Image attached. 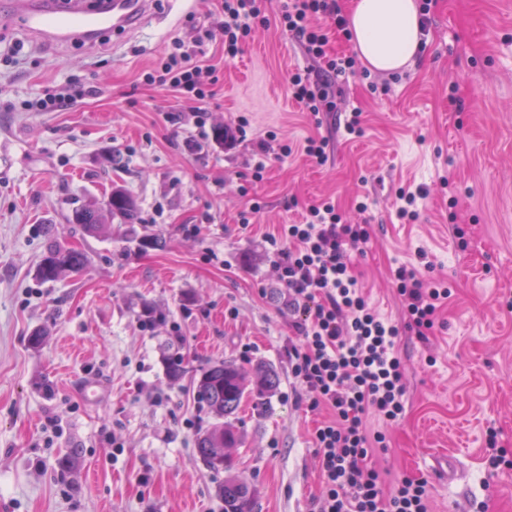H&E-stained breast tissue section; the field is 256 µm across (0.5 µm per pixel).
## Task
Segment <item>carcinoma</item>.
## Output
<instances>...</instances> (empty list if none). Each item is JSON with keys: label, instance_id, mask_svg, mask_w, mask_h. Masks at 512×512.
<instances>
[{"label": "carcinoma", "instance_id": "1", "mask_svg": "<svg viewBox=\"0 0 512 512\" xmlns=\"http://www.w3.org/2000/svg\"><path fill=\"white\" fill-rule=\"evenodd\" d=\"M136 206L133 198L121 187L112 189L104 206L82 205L75 209L70 223L77 225L83 235H94L108 221L117 220L125 226L124 233L134 232ZM85 263L84 253L74 247L62 245L51 238L41 259L37 275L44 281H54L66 273L79 272ZM278 385V375L257 367L247 373L231 359L214 362L191 376L190 387L194 399L207 407L215 423L196 440L197 452L210 470L220 471L230 467L224 448L236 445L238 436L224 424V419L237 413L247 389L256 393L254 406L263 407V397ZM218 494L224 502V512H255L256 502L247 482L229 476L219 487Z\"/></svg>", "mask_w": 512, "mask_h": 512}]
</instances>
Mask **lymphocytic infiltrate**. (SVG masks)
Wrapping results in <instances>:
<instances>
[{
	"instance_id": "lymphocytic-infiltrate-1",
	"label": "lymphocytic infiltrate",
	"mask_w": 512,
	"mask_h": 512,
	"mask_svg": "<svg viewBox=\"0 0 512 512\" xmlns=\"http://www.w3.org/2000/svg\"><path fill=\"white\" fill-rule=\"evenodd\" d=\"M220 6L224 22L219 37L225 57L231 59L253 28L265 24L264 0H221ZM319 14L330 17L338 32H347L348 19L336 0H285L281 14L306 54L326 62L320 76L299 70L289 77L293 98L314 116L355 66L350 57H328V38L312 24ZM203 45L198 34L175 41L171 52L144 73L145 83L205 103L215 68L206 63ZM369 237L367 225L344 222L334 204L322 202L308 207L303 223L281 225L265 239L296 315L297 339L288 345L292 376L313 394V407L330 413L313 436L324 477L313 512H429L425 480L405 476L390 487L372 466L373 454L387 449V436L369 431L365 417L374 413L389 425L404 420L406 366L395 345L406 332L428 343L449 292L416 268L399 266L394 281L402 320L393 324L380 319L352 272L351 253Z\"/></svg>"
}]
</instances>
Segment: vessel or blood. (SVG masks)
I'll use <instances>...</instances> for the list:
<instances>
[{
	"instance_id": "vessel-or-blood-1",
	"label": "vessel or blood",
	"mask_w": 512,
	"mask_h": 512,
	"mask_svg": "<svg viewBox=\"0 0 512 512\" xmlns=\"http://www.w3.org/2000/svg\"><path fill=\"white\" fill-rule=\"evenodd\" d=\"M13 20L23 31L52 41H92L105 30L121 29L136 21L140 0H101L95 11L84 9L81 0H14Z\"/></svg>"
}]
</instances>
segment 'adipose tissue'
<instances>
[{
    "label": "adipose tissue",
    "mask_w": 512,
    "mask_h": 512,
    "mask_svg": "<svg viewBox=\"0 0 512 512\" xmlns=\"http://www.w3.org/2000/svg\"><path fill=\"white\" fill-rule=\"evenodd\" d=\"M417 0H353L348 20L363 63L380 72L405 68L420 50Z\"/></svg>",
    "instance_id": "1"
}]
</instances>
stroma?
<instances>
[{
    "instance_id": "obj_1",
    "label": "stroma",
    "mask_w": 512,
    "mask_h": 512,
    "mask_svg": "<svg viewBox=\"0 0 512 512\" xmlns=\"http://www.w3.org/2000/svg\"><path fill=\"white\" fill-rule=\"evenodd\" d=\"M216 5L144 0L128 29L57 42L18 29L0 0V512H224V475L196 453L213 418L167 375L179 343L193 369L232 357L278 373L262 411L247 398L229 419L242 435L232 472L258 512H310L323 484L312 433L325 414L291 375L294 317L264 237L321 200L368 225L353 273L382 319H401L399 265L429 269L450 292L429 346L406 336L397 347L404 421L367 417L389 435L376 466L427 480L432 512H512V476L489 470L485 442L495 428L512 453V0H436L413 64L392 75L356 62L317 121L288 90L311 62L281 22L282 0H268L235 58L208 44L217 81L202 106L144 82L175 38L216 27ZM69 84L87 95L24 111ZM351 104L363 112L355 138L341 127ZM241 121L244 138L212 145L215 127ZM311 136L328 138L325 164L302 154ZM450 172L451 189L440 183ZM115 186L135 201V237L71 232L73 209ZM401 188L428 191L416 222L397 217ZM453 198L464 249L448 229ZM51 237L84 252L80 272L38 278ZM153 237L159 245L141 248ZM87 380L104 386L98 404L81 393ZM437 450L460 459L463 477L433 470Z\"/></svg>"
}]
</instances>
